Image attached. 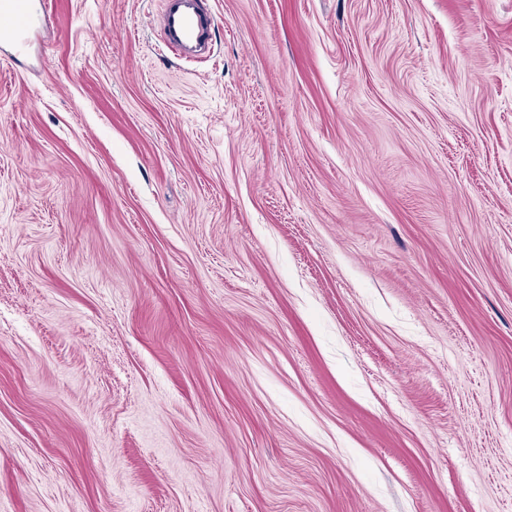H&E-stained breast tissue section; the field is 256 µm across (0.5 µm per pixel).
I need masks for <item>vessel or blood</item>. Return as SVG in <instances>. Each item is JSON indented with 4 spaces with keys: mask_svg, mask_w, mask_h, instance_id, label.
<instances>
[{
    "mask_svg": "<svg viewBox=\"0 0 512 512\" xmlns=\"http://www.w3.org/2000/svg\"><path fill=\"white\" fill-rule=\"evenodd\" d=\"M45 17L44 10L22 8L19 0H0V44L21 53L29 47V35ZM159 26L164 47L187 62L210 54L212 41L201 0H166Z\"/></svg>",
    "mask_w": 512,
    "mask_h": 512,
    "instance_id": "obj_1",
    "label": "vessel or blood"
}]
</instances>
